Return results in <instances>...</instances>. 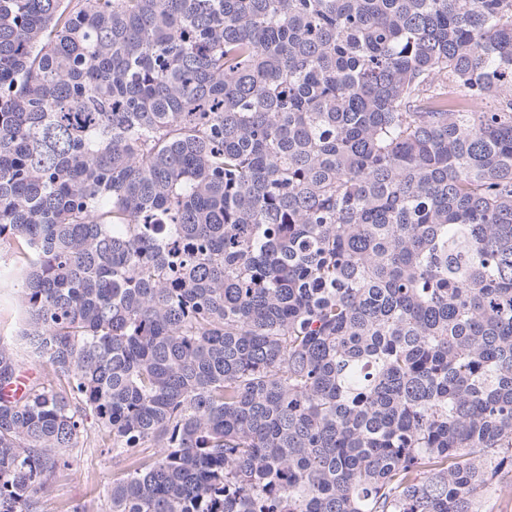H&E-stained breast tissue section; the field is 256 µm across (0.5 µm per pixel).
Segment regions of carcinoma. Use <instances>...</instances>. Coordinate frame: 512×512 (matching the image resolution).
I'll return each mask as SVG.
<instances>
[{
    "label": "carcinoma",
    "mask_w": 512,
    "mask_h": 512,
    "mask_svg": "<svg viewBox=\"0 0 512 512\" xmlns=\"http://www.w3.org/2000/svg\"><path fill=\"white\" fill-rule=\"evenodd\" d=\"M0 512H483L512 471V0H0ZM19 296L0 288V336H14L21 321ZM19 356L24 361L25 370H23L20 373V375L18 376L14 383L7 385L2 390L0 387V397L2 394L5 397L10 398V400H20L23 396L26 395L32 383L36 381L40 375V372L36 369H26L29 367H33L41 371L42 366L40 362L30 358H26L25 356L22 355V353H19ZM97 426L88 419L85 452L80 463L70 469L62 468L41 494L39 512H72V506L86 503L100 509L104 488L113 477L120 475L130 464L128 461L112 460V453L99 448L95 441ZM102 503V504H101Z\"/></svg>",
    "instance_id": "obj_1"
}]
</instances>
